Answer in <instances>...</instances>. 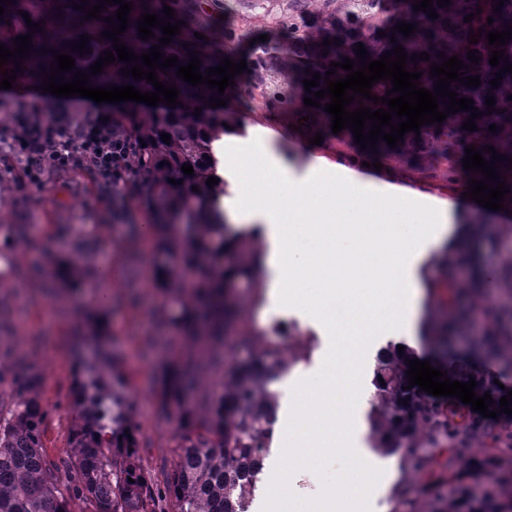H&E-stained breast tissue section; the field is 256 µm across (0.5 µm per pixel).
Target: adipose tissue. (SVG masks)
Segmentation results:
<instances>
[{"label": "adipose tissue", "mask_w": 512, "mask_h": 512, "mask_svg": "<svg viewBox=\"0 0 512 512\" xmlns=\"http://www.w3.org/2000/svg\"><path fill=\"white\" fill-rule=\"evenodd\" d=\"M271 166L280 174L288 172L287 163L272 161L263 151L237 152L224 158V179L229 185V193L224 197V216L229 224L258 228L268 261L276 269L265 290L269 303L279 304L290 291L302 290L314 304H321L328 290L342 278L352 287L366 288L376 294L393 285L402 308L400 325L405 335L414 336L423 296L417 267L422 252L437 248L447 235L454 202H441L426 212V228L419 249L406 253L389 234L373 233V226L382 223L381 205L377 198L367 197L359 234L372 239L377 265L352 272L340 267L336 247L345 202L332 204L321 214L310 213L307 200L311 187L285 181L271 187L267 180V169ZM288 223L302 225L308 234L318 238L320 251L307 254L296 250L284 230Z\"/></svg>", "instance_id": "ef3b65f1"}]
</instances>
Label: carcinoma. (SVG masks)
<instances>
[{
	"label": "carcinoma",
	"mask_w": 512,
	"mask_h": 512,
	"mask_svg": "<svg viewBox=\"0 0 512 512\" xmlns=\"http://www.w3.org/2000/svg\"><path fill=\"white\" fill-rule=\"evenodd\" d=\"M80 0H13L4 6L0 22V43L13 47V39L30 32L19 11L29 14L32 22H43L44 32L32 33L34 48L23 60L26 69L17 72L16 80L40 82L41 69L49 68L56 52L67 50L75 58L79 71L90 72V66L114 42L101 39L109 23L81 20L84 12L69 7ZM134 9L130 26L120 36L126 46L140 54L159 43L161 29L154 28L155 38L139 39L136 21L144 12L165 17L163 5L175 10V17L187 21L188 5L184 0H132ZM319 13L325 20H336V27H322L313 32L300 23L299 8L306 0H289L288 12L276 24V34L252 46L255 64L268 71L283 72L291 83L264 88L272 103H286L296 118L311 131H331V116L324 108L304 105L305 73L325 74L333 61L356 58V43L361 42L370 59L396 45L407 55L427 52L430 59L408 63L407 71L423 72L420 86L434 90L430 66L442 62L440 53L457 56L470 64L466 53L479 50L481 61L464 76H480L481 86L468 88L453 82L449 89L474 100L484 112L475 119L477 130L462 129L472 111H459L442 124H425L420 132L404 134V142L395 148L379 141L376 152L366 148L352 161L384 158L391 154L404 157L448 156V140L463 134L466 144L482 148L492 145L498 153L512 157V74L503 75L500 86L492 88L489 80L499 68L489 63L490 50L486 37L468 42L470 31H503L512 26V0H504L501 11L494 12L492 0H451L436 8L439 18L414 10V0H317ZM62 16H57V13ZM475 14L466 23L464 17ZM493 24H487V18ZM417 25V31L406 38L393 31L398 22ZM383 30L387 36L381 37ZM196 28L181 27V33L164 45V56H178L187 65L188 50L199 52L200 71L216 67L223 56L234 53L238 37L235 31H224V45L212 37L198 39ZM205 33V30L198 31ZM92 36L84 55L70 50L66 42H76L83 34ZM395 35L397 43L390 42ZM331 40L326 47L323 40ZM189 43L184 48L183 43ZM48 53L43 54L41 50ZM327 56H322V53ZM123 62L104 67V72L91 76L89 83L97 87L131 84L141 91L154 87L143 79L125 77ZM177 68L157 71L159 81L172 83L179 89L174 108L161 107L151 112L112 113V126L132 144L130 170L120 182L112 185L116 210L126 204L124 183L139 186L138 205L149 218L147 234L143 226L128 225L130 242L148 240L160 261L156 265L158 288L162 301L157 309L161 329L176 328L190 343L180 356L164 367L159 378L160 414L174 420L172 440L175 462L168 471L155 476L141 464L138 435L140 425L133 419L127 399L128 377L101 349L92 357L74 352L75 384L70 402L71 422L67 456L52 457L45 445L47 410L42 399L44 376L34 365L21 366L11 351L0 348V391H9V400L0 396V512H70L73 500L85 502L89 512H248L276 437L278 400L274 384L305 358L309 344L302 333L293 328L277 327L271 333L257 332L242 316L240 289H247L253 300L262 295V251L254 233L232 232L224 222L220 201L224 199V179L210 187L206 181L217 176L219 161L214 144L222 139L226 126L236 130L241 125L238 89H225L227 106L217 112L194 115V109L219 97L217 89L207 85L194 87L178 78ZM496 100L495 111L487 115L486 96ZM497 126L496 133L488 131ZM170 134V143L161 134ZM193 166L194 175L183 173V164ZM183 180L173 185L169 179ZM198 191H192V187ZM60 236L68 239L74 257L48 254L46 261L35 267L11 266L9 278L0 274V331L10 323L12 305L4 288H31L42 298L55 300L62 289L76 292L90 288L102 279L103 267L98 261L99 249L88 236L73 235L68 224H59ZM36 237L34 224L0 225V258L10 252L26 250ZM508 302L484 313L485 331L476 339L475 349L488 350L512 366V260L501 267ZM433 313L442 314L451 303L453 286L446 281H433ZM107 308L86 311L76 326L79 340H105L109 329ZM238 337L247 351L242 361L228 357L224 351V335ZM413 355L392 348L377 358L370 394L368 416L372 448L381 455H396L404 473L405 487L394 501L393 512H512V495L505 496L497 488H512V466L505 467L499 453L512 452V425L496 432L478 417L450 415L442 398L408 386L407 362ZM453 381L475 379V393L481 397L494 392L493 384L466 364L451 369ZM481 457L480 467L490 475L486 484L465 483L456 472H448V459L468 461Z\"/></svg>",
	"instance_id": "carcinoma-1"
}]
</instances>
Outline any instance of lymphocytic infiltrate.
Listing matches in <instances>:
<instances>
[{"instance_id":"obj_1","label":"lymphocytic infiltrate","mask_w":512,"mask_h":512,"mask_svg":"<svg viewBox=\"0 0 512 512\" xmlns=\"http://www.w3.org/2000/svg\"><path fill=\"white\" fill-rule=\"evenodd\" d=\"M7 147L23 162L29 185L41 187L49 172L78 169L93 162L104 186L126 166L130 151L125 140L112 133L111 122L100 118L73 124L48 119L19 105Z\"/></svg>"}]
</instances>
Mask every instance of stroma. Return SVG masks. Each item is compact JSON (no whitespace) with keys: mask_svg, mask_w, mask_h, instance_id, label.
Instances as JSON below:
<instances>
[{"mask_svg":"<svg viewBox=\"0 0 512 512\" xmlns=\"http://www.w3.org/2000/svg\"><path fill=\"white\" fill-rule=\"evenodd\" d=\"M286 3L287 0H191L192 18L219 32L229 26L243 34L245 41L236 49L235 57L247 60L251 57L250 39L273 30ZM256 81V72L251 67L239 76L242 126L233 143L234 148L271 147L287 162L288 175L295 181L324 183L336 167H351L358 179L374 188L386 187L395 191L413 203L419 212L442 200L454 201L455 230L447 238L451 245L460 240L458 226L474 214H482L485 224L480 247L484 253L493 256L494 262L484 275L480 294H473L468 284L458 282L454 271L432 268V257L428 254L420 261L419 275L424 281L432 276L457 281L454 306L458 309L471 308L477 302L491 309L504 300L498 263L512 257V193L506 195L504 207L498 211L480 209L474 200L465 198L466 185L456 178L463 169V155L459 152L438 162L423 159L411 163L395 155L384 159L378 169L350 164L347 148L335 134L325 135L322 144H309L308 133L292 127L283 108L252 93ZM21 101L38 106L44 112L56 111L62 104L75 117L96 107L93 100L84 97L61 99L17 82L12 89L0 90L1 137L9 136L13 112ZM317 157L326 159L327 164L316 173H309L308 165ZM147 221L146 214L132 200L127 202L123 213L114 214L111 200L103 196L94 176L81 169L49 175L39 190L25 181H15L9 201L0 206V224H35L40 229V249L17 254L18 261L24 264L41 263L46 252L57 251L55 225L72 224L83 233L99 238L100 249L112 271L108 292L114 307L110 311L108 342L130 379L133 413L141 429L143 465L156 472L170 468L174 462L171 452L173 425L156 412V377L161 360L179 350L183 337L179 332L159 329L154 319L160 292L154 278L156 259L148 244H140L136 264L128 262L127 227ZM86 301V296L82 295L75 300L64 298L49 302L29 292H15L11 297L15 310L12 333L0 337L1 343L39 365L44 374L47 446L52 455L67 449L70 425L67 397L74 379L73 330L77 309ZM244 318L249 326L258 330L282 322L314 333L319 350L310 362L301 363L300 376L309 378L321 369L330 341L325 328L316 319L296 308L269 306L264 300L246 302ZM369 410V402H361L351 418V434L359 440V457L381 472L369 497L368 512H392V498L404 479L397 457L381 456L373 451L367 420Z\"/></svg>","mask_w":512,"mask_h":512,"instance_id":"stroma-1","label":"stroma"}]
</instances>
